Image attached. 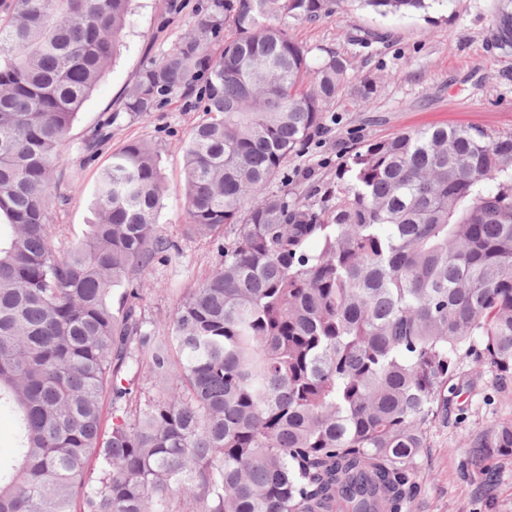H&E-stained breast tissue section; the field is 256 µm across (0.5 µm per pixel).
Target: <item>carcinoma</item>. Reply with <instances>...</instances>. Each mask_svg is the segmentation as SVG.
Instances as JSON below:
<instances>
[{
	"mask_svg": "<svg viewBox=\"0 0 512 512\" xmlns=\"http://www.w3.org/2000/svg\"><path fill=\"white\" fill-rule=\"evenodd\" d=\"M130 2L13 0L0 21V410L15 421L0 512H403L463 360L512 381V133L405 131L364 144L316 206L270 192L352 68L312 60L284 20L339 0H212L121 107L141 117L197 90L206 114L183 145V234L216 264L159 336L143 273L179 248L156 224L154 147L112 153L83 241L59 250L49 224ZM223 19L235 35L213 56ZM141 372L159 391L144 402ZM467 447L493 481L512 422Z\"/></svg>",
	"mask_w": 512,
	"mask_h": 512,
	"instance_id": "carcinoma-1",
	"label": "carcinoma"
}]
</instances>
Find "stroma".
<instances>
[{"label":"stroma","instance_id":"1","mask_svg":"<svg viewBox=\"0 0 512 512\" xmlns=\"http://www.w3.org/2000/svg\"><path fill=\"white\" fill-rule=\"evenodd\" d=\"M209 5L210 0H133L123 45L74 120L56 176L64 201L52 211V234L63 248L85 238L93 220L94 184L113 151L134 140L157 151L165 180L157 223L181 249L179 258L155 263L144 275L142 313L148 328L159 334L183 293L215 261L208 240L182 235L181 146L203 114L196 98L174 95L157 112L121 118L95 154L86 153L84 143L110 113L120 110L139 72L193 31ZM504 12L512 14V0H448L405 17L384 16L342 0L319 20L287 19L290 34L312 57L331 49L349 57L352 70L345 88L327 106V133L290 160L287 179H273L271 190L284 187L290 197L317 203L335 181L339 164L366 142L403 131L460 125L512 132V47L500 46L497 30ZM364 78L376 85L368 103L353 92ZM510 421L512 382L501 384L493 371H484L472 389L454 398L447 419L429 429L418 460V490L406 512H512V457L496 460L497 478L488 485L466 446L469 438Z\"/></svg>","mask_w":512,"mask_h":512}]
</instances>
